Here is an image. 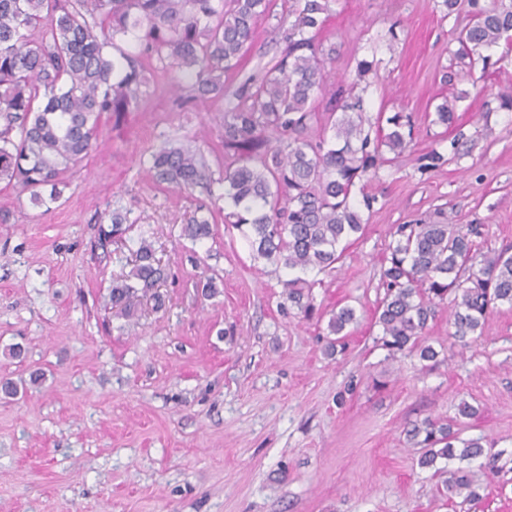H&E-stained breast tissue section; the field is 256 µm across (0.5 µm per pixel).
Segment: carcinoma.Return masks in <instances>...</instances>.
Instances as JSON below:
<instances>
[{"label":"carcinoma","mask_w":512,"mask_h":512,"mask_svg":"<svg viewBox=\"0 0 512 512\" xmlns=\"http://www.w3.org/2000/svg\"><path fill=\"white\" fill-rule=\"evenodd\" d=\"M275 0H0V182L30 193L36 205L60 198L59 185L92 148L102 115L126 112L156 93L146 73L176 67L194 76L189 98L222 101L224 223L245 230L252 255L297 273L333 268L350 237L366 220L354 203L365 194L369 174L383 151L400 154L413 140L410 123L396 113L389 131L366 130L364 99L357 89L375 62L359 60L355 76L340 84L327 101L319 99L327 81L325 64L337 48L319 39L330 0H283L295 17L281 32L275 64L243 77L231 95L226 79L242 72L241 63L257 23L273 15ZM470 22L460 30L458 55L475 63L483 49L505 43L512 49V0H467ZM136 43L125 52L119 43ZM119 51L114 57L110 50ZM455 120L454 105L436 106L434 122ZM153 178L177 188L211 179L199 149L164 146L152 154ZM51 187L49 198L41 189ZM121 215L100 226L102 243L122 236ZM447 218L425 224H399L389 244L383 272L384 297L376 309L383 346L416 352L423 361L437 357L421 342L438 306L454 294L452 336L463 341L482 333L493 310L512 306V255L474 252L470 234ZM214 235L209 217L196 216L182 236L201 242ZM132 268L112 283V307L132 315L131 301L154 292L165 270L152 245L142 238L132 250ZM288 301L307 313L308 282L297 276L283 283ZM345 306L332 314L330 347L356 323ZM407 441L422 449L423 468L439 460L483 456L478 439L458 442L453 424L426 419L406 430ZM479 476L461 468L442 481L447 495L479 496Z\"/></svg>","instance_id":"obj_1"}]
</instances>
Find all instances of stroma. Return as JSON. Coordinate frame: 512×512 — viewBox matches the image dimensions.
I'll list each match as a JSON object with an SVG mask.
<instances>
[{
  "instance_id": "stroma-1",
  "label": "stroma",
  "mask_w": 512,
  "mask_h": 512,
  "mask_svg": "<svg viewBox=\"0 0 512 512\" xmlns=\"http://www.w3.org/2000/svg\"><path fill=\"white\" fill-rule=\"evenodd\" d=\"M465 22L442 0H332L322 37L340 54L328 70L340 79L376 61L365 115L402 113L414 139L370 181L363 234L334 269L306 273L312 316L288 302L289 271L253 258L223 223L220 107L186 101L178 69L159 73L138 108L103 116L60 200L37 207L0 184V378L23 386L0 396V512H512V307L462 343L441 304L423 333L430 362L388 351L375 321L396 225L442 211L479 227L477 252L512 254V112L499 101L512 94V54L494 47L460 64ZM277 23L258 22L244 72L275 62ZM447 98L456 120L444 128L432 119ZM182 144L204 154L210 184L153 180L151 153ZM434 150L445 165L428 167ZM201 208L219 224L194 243L181 227ZM116 212L168 273L164 306L135 298L130 318L110 300L130 253L98 244ZM203 275L213 297L197 290ZM346 305L357 322L332 352L327 322ZM13 344L22 357L5 356ZM463 402L477 416L458 417ZM445 417L500 456L479 499L440 493L406 439L412 424Z\"/></svg>"
}]
</instances>
